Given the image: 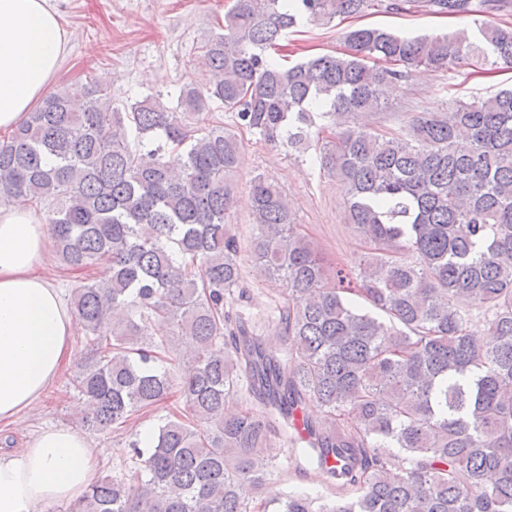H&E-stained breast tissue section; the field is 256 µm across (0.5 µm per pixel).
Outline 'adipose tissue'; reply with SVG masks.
<instances>
[{"mask_svg":"<svg viewBox=\"0 0 512 512\" xmlns=\"http://www.w3.org/2000/svg\"><path fill=\"white\" fill-rule=\"evenodd\" d=\"M69 44L53 0H0V129L22 123L44 98ZM49 228L27 206H0V420L39 401L68 357L77 328L42 269ZM96 451L67 426L0 452V512H44L84 493Z\"/></svg>","mask_w":512,"mask_h":512,"instance_id":"ef3b65f1","label":"adipose tissue"}]
</instances>
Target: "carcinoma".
Here are the masks:
<instances>
[{"label": "carcinoma", "mask_w": 512, "mask_h": 512, "mask_svg": "<svg viewBox=\"0 0 512 512\" xmlns=\"http://www.w3.org/2000/svg\"><path fill=\"white\" fill-rule=\"evenodd\" d=\"M408 3L458 16L512 6L231 0L203 45L209 80L180 87L175 105L160 92L117 105L101 80L62 86L0 140V202L48 209L64 268L108 265L70 300L89 353L74 379L82 426L117 431L179 401L150 440L129 442L131 478L96 480L64 512H512V90L417 112L404 136L358 121L417 71L511 69L512 25L481 24L475 40L363 27L343 34V52L293 65L270 54L298 27ZM214 104L291 148L324 121L321 168L367 247L357 281L342 268L329 280L288 198L251 179V258L286 292L282 358L224 309L243 288L226 227L243 144L203 119ZM461 296L486 337L467 329ZM170 364L183 366L176 385ZM244 381L263 412L238 405ZM275 414L344 496L263 495Z\"/></svg>", "instance_id": "carcinoma-1"}]
</instances>
